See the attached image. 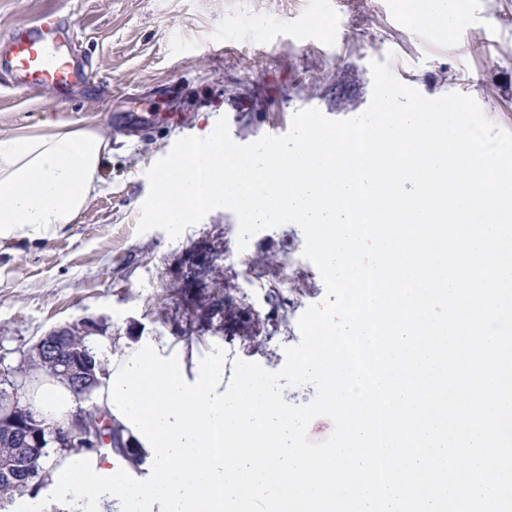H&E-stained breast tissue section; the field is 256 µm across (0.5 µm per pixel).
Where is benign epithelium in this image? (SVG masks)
<instances>
[{
    "label": "benign epithelium",
    "instance_id": "1",
    "mask_svg": "<svg viewBox=\"0 0 512 512\" xmlns=\"http://www.w3.org/2000/svg\"><path fill=\"white\" fill-rule=\"evenodd\" d=\"M101 331V323L89 318H81L64 326L55 327L40 336L35 343L25 350H16L19 354V362L28 364L30 356L51 369L57 375L79 386L94 379L92 370L81 362L63 355V352L74 347V343L83 336H91ZM0 381L10 387V392L3 396L6 404L0 403V446L3 442L19 441L21 447H38L35 440L41 437V433L53 435L56 441H68L83 439L86 433L83 415L85 412L76 411L70 422V428L60 430L49 424L37 420L29 407L21 401L24 379L18 376L17 368L4 364V357L0 356Z\"/></svg>",
    "mask_w": 512,
    "mask_h": 512
}]
</instances>
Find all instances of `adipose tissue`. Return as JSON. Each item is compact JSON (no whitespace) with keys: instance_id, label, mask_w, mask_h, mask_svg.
I'll list each match as a JSON object with an SVG mask.
<instances>
[{"instance_id":"ef3b65f1","label":"adipose tissue","mask_w":512,"mask_h":512,"mask_svg":"<svg viewBox=\"0 0 512 512\" xmlns=\"http://www.w3.org/2000/svg\"><path fill=\"white\" fill-rule=\"evenodd\" d=\"M112 141L92 129L46 123L35 135L0 134V240H41L76 223L101 191ZM25 402L51 424H66L75 396L60 378L32 373Z\"/></svg>"}]
</instances>
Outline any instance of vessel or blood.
Returning a JSON list of instances; mask_svg holds the SVG:
<instances>
[{
	"label": "vessel or blood",
	"mask_w": 512,
	"mask_h": 512,
	"mask_svg": "<svg viewBox=\"0 0 512 512\" xmlns=\"http://www.w3.org/2000/svg\"><path fill=\"white\" fill-rule=\"evenodd\" d=\"M73 33L52 17L16 27L0 40V72L28 89L59 92L83 84L84 65L66 50Z\"/></svg>",
	"instance_id": "vessel-or-blood-1"
}]
</instances>
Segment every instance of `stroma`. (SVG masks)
Segmentation results:
<instances>
[{
    "instance_id": "35a3bbf8",
    "label": "stroma",
    "mask_w": 512,
    "mask_h": 512,
    "mask_svg": "<svg viewBox=\"0 0 512 512\" xmlns=\"http://www.w3.org/2000/svg\"><path fill=\"white\" fill-rule=\"evenodd\" d=\"M75 32L89 83L0 90V132H39L47 121L112 140L100 194L77 223L41 241L0 243V350L33 344L83 317L137 350L148 336L208 345L231 336L235 360L280 371L300 341V310L276 306L281 284L305 306L326 287L303 255L293 223L265 229L239 249L238 220L217 208L177 239L138 232L148 170L187 136L226 119L245 145L281 136L302 109L361 115L373 95L372 62L422 96L475 99L512 132V0H456L451 15L402 8L401 0H0V38L46 13ZM264 292L246 296L247 270Z\"/></svg>"
}]
</instances>
